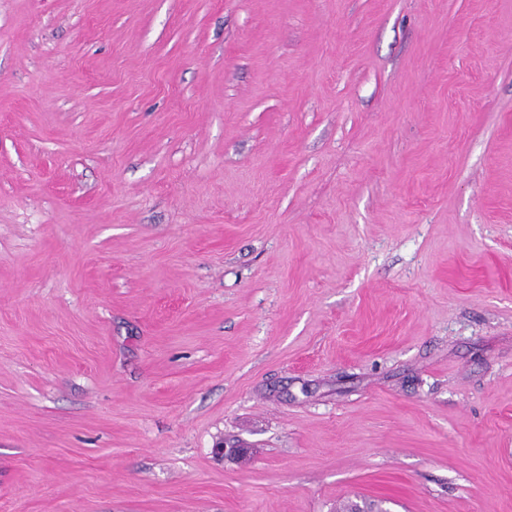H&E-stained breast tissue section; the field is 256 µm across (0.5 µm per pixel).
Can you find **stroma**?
Returning a JSON list of instances; mask_svg holds the SVG:
<instances>
[{"mask_svg":"<svg viewBox=\"0 0 512 512\" xmlns=\"http://www.w3.org/2000/svg\"><path fill=\"white\" fill-rule=\"evenodd\" d=\"M512 512V0H0V512Z\"/></svg>","mask_w":512,"mask_h":512,"instance_id":"35a3bbf8","label":"stroma"}]
</instances>
